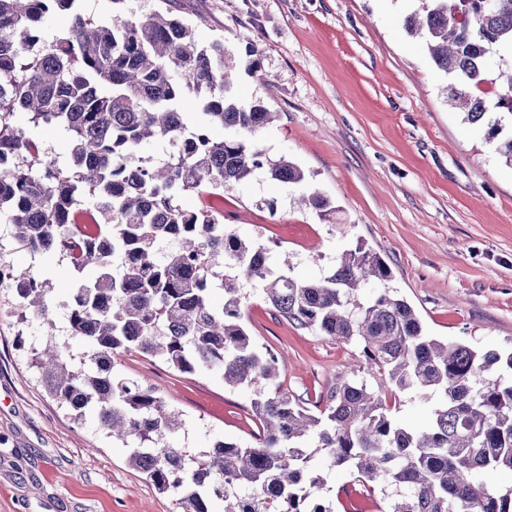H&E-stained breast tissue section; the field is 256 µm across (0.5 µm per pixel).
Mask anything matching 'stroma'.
<instances>
[{
    "mask_svg": "<svg viewBox=\"0 0 512 512\" xmlns=\"http://www.w3.org/2000/svg\"><path fill=\"white\" fill-rule=\"evenodd\" d=\"M140 14L172 9L202 42L233 55L235 91L275 112L254 140L305 173L292 186L258 177L223 194L191 192L185 208L223 213L243 239L261 240L300 281L319 278L343 250L380 254L391 288L427 332L481 351L512 349V168L448 106L444 75L402 25L409 0H131ZM258 61L251 74L248 61ZM316 191L328 215L298 206ZM0 260L50 287L53 330L73 353L68 261L12 245L0 224ZM14 286L0 288V512H179L128 463L94 414L75 420L42 387L31 359L45 342L38 319L20 322ZM244 319L283 361L280 383L318 401L364 364L357 343L338 342L278 316L250 294ZM118 372L156 387L181 414L170 442L205 448L245 443L259 430L254 391L221 374H181L130 353Z\"/></svg>",
    "mask_w": 512,
    "mask_h": 512,
    "instance_id": "obj_1",
    "label": "stroma"
}]
</instances>
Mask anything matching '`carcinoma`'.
Segmentation results:
<instances>
[{
    "label": "carcinoma",
    "instance_id": "1",
    "mask_svg": "<svg viewBox=\"0 0 512 512\" xmlns=\"http://www.w3.org/2000/svg\"><path fill=\"white\" fill-rule=\"evenodd\" d=\"M415 0L406 32L422 38L448 77V106L484 131L512 167V0ZM68 14L61 35L43 29ZM231 58L218 41L202 43L176 15L130 9L105 23L75 0H0V222L17 248L54 254L78 274L67 304L70 335L87 345L81 360L54 341L48 283L9 269L15 312L42 319L44 348L32 367L47 394L80 419L96 415L130 448L128 463L182 512H333L319 491L329 467H346L362 492L380 488L384 512H512V489L491 477L512 471V352L483 353L426 334L415 309L386 287L360 300L391 270L375 252L347 249L318 279L299 281L270 248L245 240L187 192H221L262 176L299 185L304 172L273 160L245 136L274 113L233 91ZM202 119L187 120L184 91ZM62 128L70 163L60 166L18 126ZM224 136L216 137L212 128ZM154 142L166 158L140 156ZM298 202L322 215L314 191ZM90 204L96 232L80 235L74 211ZM86 271L95 276L84 278ZM297 327L362 346L366 378L341 379L315 408L282 390L277 354L243 321L241 281ZM224 303L211 301L215 287ZM138 352L183 373L215 372L231 387H253L260 432L249 443L217 440L199 452L169 446L179 412L150 386L120 376L116 362ZM498 366L497 376L484 372ZM402 393L436 399L418 426L392 418ZM249 488L245 494L242 489Z\"/></svg>",
    "mask_w": 512,
    "mask_h": 512
}]
</instances>
